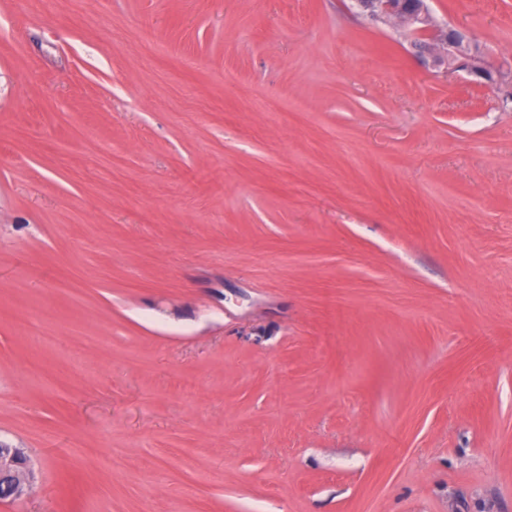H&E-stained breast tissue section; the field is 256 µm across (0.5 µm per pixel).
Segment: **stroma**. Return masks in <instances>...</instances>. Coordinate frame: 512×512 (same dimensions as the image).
Wrapping results in <instances>:
<instances>
[{
	"label": "stroma",
	"instance_id": "obj_1",
	"mask_svg": "<svg viewBox=\"0 0 512 512\" xmlns=\"http://www.w3.org/2000/svg\"><path fill=\"white\" fill-rule=\"evenodd\" d=\"M348 5L0 0V512H512V109ZM33 479L24 451L0 441V499L23 500Z\"/></svg>",
	"mask_w": 512,
	"mask_h": 512
}]
</instances>
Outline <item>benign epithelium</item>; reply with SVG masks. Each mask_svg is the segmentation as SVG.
Here are the masks:
<instances>
[{
    "mask_svg": "<svg viewBox=\"0 0 512 512\" xmlns=\"http://www.w3.org/2000/svg\"><path fill=\"white\" fill-rule=\"evenodd\" d=\"M358 13L405 33L413 54L434 69L463 72L470 82L502 92L512 102V78L494 68L469 30L436 19L430 0H351ZM34 479L24 451L0 442V499L23 500Z\"/></svg>",
    "mask_w": 512,
    "mask_h": 512,
    "instance_id": "benign-epithelium-1",
    "label": "benign epithelium"
}]
</instances>
